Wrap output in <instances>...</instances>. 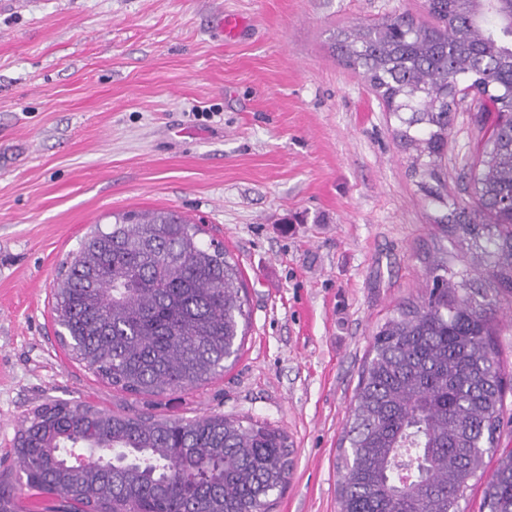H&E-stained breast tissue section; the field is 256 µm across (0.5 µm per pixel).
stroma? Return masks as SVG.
<instances>
[{"label":"stroma","instance_id":"35a3bbf8","mask_svg":"<svg viewBox=\"0 0 512 512\" xmlns=\"http://www.w3.org/2000/svg\"><path fill=\"white\" fill-rule=\"evenodd\" d=\"M424 0H0V474L50 399L115 413L253 418L292 469L272 512H338L337 457L379 325L421 296L442 236L393 138L397 121L332 50L335 32ZM241 22L219 35L226 15ZM481 114L458 108L439 171L449 204ZM171 208L223 242L249 313L205 385L133 395L70 360L51 288L116 212ZM508 390L512 292L488 289Z\"/></svg>","mask_w":512,"mask_h":512}]
</instances>
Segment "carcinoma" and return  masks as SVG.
<instances>
[{
    "label": "carcinoma",
    "mask_w": 512,
    "mask_h": 512,
    "mask_svg": "<svg viewBox=\"0 0 512 512\" xmlns=\"http://www.w3.org/2000/svg\"><path fill=\"white\" fill-rule=\"evenodd\" d=\"M432 24L396 14L350 29L333 47L396 116L417 186L445 159L460 83L491 120L466 177L471 201L441 223L512 289V0H425ZM171 209L112 215L80 242L53 284V313L72 358L130 394L199 387L237 356L248 314L237 265ZM485 241H480V238ZM491 301L467 269L428 263L425 292L378 327L345 426L340 512H464L470 481L483 508L512 512V451H498L504 378ZM91 448L75 465L67 449ZM288 436L222 415L185 421L53 399L17 432L20 473L0 481V512H24L21 488L47 512H268L291 470Z\"/></svg>",
    "instance_id": "cac0c4a2"
}]
</instances>
